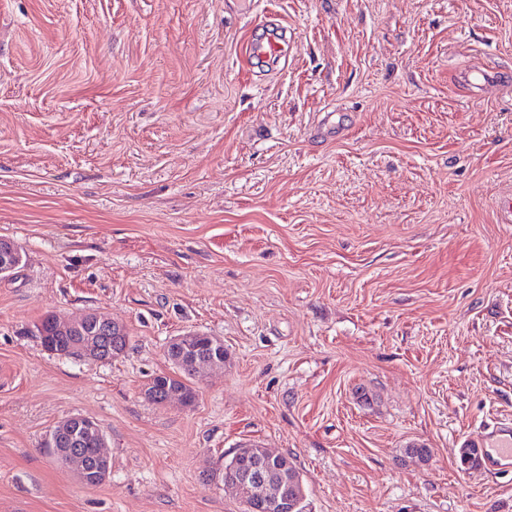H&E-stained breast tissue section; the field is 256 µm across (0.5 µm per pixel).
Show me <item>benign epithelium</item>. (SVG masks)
I'll list each match as a JSON object with an SVG mask.
<instances>
[{
    "label": "benign epithelium",
    "instance_id": "benign-epithelium-1",
    "mask_svg": "<svg viewBox=\"0 0 512 512\" xmlns=\"http://www.w3.org/2000/svg\"><path fill=\"white\" fill-rule=\"evenodd\" d=\"M20 263L17 248L9 241H0V275L12 274ZM57 332L81 337V341L69 349L71 356L88 362H108V352L102 342L112 348H126L128 337L124 326L109 318L96 314L78 319L53 318ZM93 442L99 447V458L108 463L104 453L106 436L100 426L85 417L72 416L61 422L49 434L46 448L62 465H74L80 476H85L79 446ZM288 464L284 455L275 454L265 448L259 450L246 447L234 452L231 465L224 469V483L244 493V503L255 512H302L305 502L304 490L298 478L287 477Z\"/></svg>",
    "mask_w": 512,
    "mask_h": 512
}]
</instances>
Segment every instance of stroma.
<instances>
[{
	"label": "stroma",
	"mask_w": 512,
	"mask_h": 512,
	"mask_svg": "<svg viewBox=\"0 0 512 512\" xmlns=\"http://www.w3.org/2000/svg\"><path fill=\"white\" fill-rule=\"evenodd\" d=\"M269 2L294 51L249 74L248 0H0V512H245L220 474L246 443L309 512H512V470L457 458L512 419V92L460 78L512 77V0ZM336 105L348 134L314 137ZM89 310L122 354L44 349ZM189 330L227 362L150 402ZM70 415L106 435L99 485L45 446ZM464 77L466 81L477 90L482 97H493L499 91L503 92V86L494 68L479 63L468 68ZM88 314L89 313L78 319L59 320L57 317L53 318L57 332L54 330L51 323L52 314L44 316L40 320V323L36 325V328L39 330V326H41V332L43 334L45 333V335L40 336L41 343L45 350L51 354H55L56 351H53V345L58 352L63 353L57 355L65 357L72 356L88 362L102 363L112 360V358L108 356L110 351L106 352V350L101 347L102 342H112L113 349L123 348L124 350L126 348L128 337L127 331L123 325L113 322L111 319L99 313L96 314L95 317H90ZM66 335L83 337L80 342L70 348L73 338ZM46 336H48L47 340ZM48 341L50 344H48ZM67 350L71 353L69 354ZM179 353L172 348L166 349V358L172 365V372L161 373L150 379L145 385L144 394L148 400L155 404H163L167 395L171 394L186 400V405L193 404L195 390L192 387L191 372L178 362ZM166 399L164 403L168 402Z\"/></svg>",
	"instance_id": "obj_1"
}]
</instances>
